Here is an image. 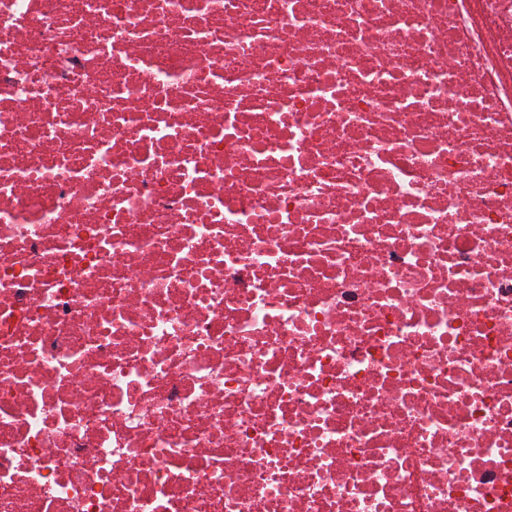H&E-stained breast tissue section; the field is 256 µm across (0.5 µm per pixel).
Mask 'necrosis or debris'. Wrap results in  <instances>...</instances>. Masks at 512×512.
Segmentation results:
<instances>
[{"mask_svg": "<svg viewBox=\"0 0 512 512\" xmlns=\"http://www.w3.org/2000/svg\"><path fill=\"white\" fill-rule=\"evenodd\" d=\"M0 512H512V0H0Z\"/></svg>", "mask_w": 512, "mask_h": 512, "instance_id": "necrosis-or-debris-1", "label": "necrosis or debris"}]
</instances>
